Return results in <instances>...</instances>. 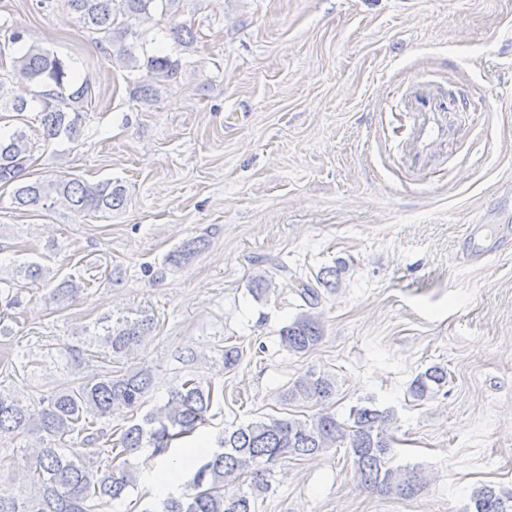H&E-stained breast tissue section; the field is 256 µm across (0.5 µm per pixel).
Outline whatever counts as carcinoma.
I'll return each mask as SVG.
<instances>
[{
    "mask_svg": "<svg viewBox=\"0 0 512 512\" xmlns=\"http://www.w3.org/2000/svg\"><path fill=\"white\" fill-rule=\"evenodd\" d=\"M176 0H65L83 26L101 34L100 45L112 46L113 59L131 71L146 70L135 80V90L143 99L155 96V84L177 77L181 59L170 55L148 54L139 27L153 13H166ZM14 77L38 87L32 98L40 108L34 121L44 140L61 136L75 139L82 123L88 87L76 85L70 65L57 53L29 46L11 57ZM16 113L20 125L0 135V183L11 184L21 177L31 155L29 121L23 118L29 99L15 95L0 98V109ZM61 202L77 213L112 212L126 203L124 186L110 179L97 183L69 176L37 179L14 188L12 203L18 208H45ZM201 248L192 239L172 253L168 261L177 266ZM44 267L37 262L19 266L16 276L0 279V304L5 308L20 305L19 277L36 281ZM154 319L142 311L136 316H106L94 326L92 336L103 348V355L114 363L129 358L153 338ZM324 332L318 317L302 313L279 331L280 345L293 354H305L318 345ZM244 348L224 347V372L237 369ZM448 382V372L432 365L412 380L409 392L416 401L438 393ZM152 385V374L145 367L108 369L81 378L74 386L60 389L36 402L26 404L17 395L0 390V439L23 440L35 436L45 442L81 437L102 442V447L87 459H73L59 448L44 446L33 456H23V477L30 484L26 496L0 488V512H106L112 502L136 487L138 477L131 467L112 465V454H131L142 448L152 455L168 453L173 443L192 434L206 423L212 407L211 383L195 377L184 380L169 391L167 400L147 411L141 421L127 427L112 447V435L94 428L97 420L114 411L132 414L145 406ZM336 394L334 378L308 371L282 394L286 403L324 406ZM395 414L380 409L368 398L350 408L348 420L340 422L323 409L302 420L268 416L258 421L224 430L210 455L195 467L190 491L170 495L162 501L161 512H255L258 497L270 489L266 479L268 465L287 456L308 457L333 448L351 450L359 483L384 495L407 498L424 488L420 471L389 464L392 454L387 435ZM244 476L251 477L249 490L227 491ZM466 512H512V495L497 492L490 484L474 489Z\"/></svg>",
    "mask_w": 512,
    "mask_h": 512,
    "instance_id": "obj_1",
    "label": "carcinoma"
}]
</instances>
